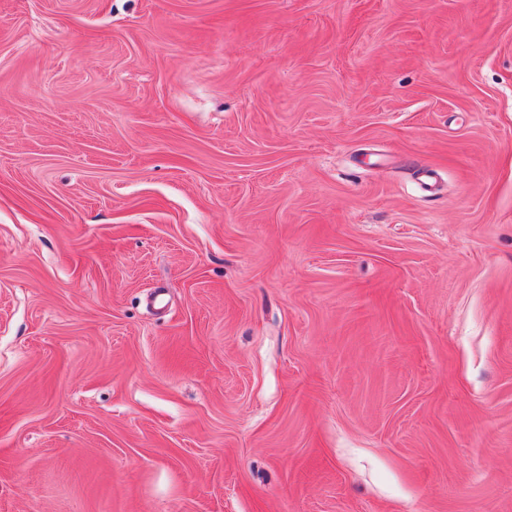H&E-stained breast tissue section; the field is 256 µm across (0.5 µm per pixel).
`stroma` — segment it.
Wrapping results in <instances>:
<instances>
[{
  "instance_id": "1",
  "label": "stroma",
  "mask_w": 512,
  "mask_h": 512,
  "mask_svg": "<svg viewBox=\"0 0 512 512\" xmlns=\"http://www.w3.org/2000/svg\"><path fill=\"white\" fill-rule=\"evenodd\" d=\"M0 512H512V0H0Z\"/></svg>"
}]
</instances>
